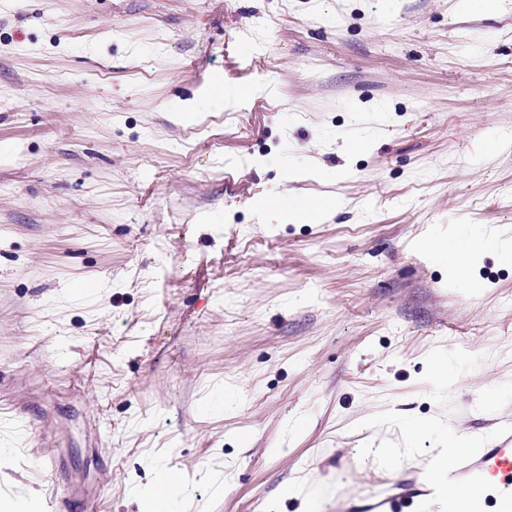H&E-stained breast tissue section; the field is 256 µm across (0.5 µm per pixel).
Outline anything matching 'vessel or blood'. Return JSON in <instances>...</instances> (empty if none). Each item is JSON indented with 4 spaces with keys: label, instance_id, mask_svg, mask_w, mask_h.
I'll return each mask as SVG.
<instances>
[{
    "label": "vessel or blood",
    "instance_id": "b4317fda",
    "mask_svg": "<svg viewBox=\"0 0 512 512\" xmlns=\"http://www.w3.org/2000/svg\"><path fill=\"white\" fill-rule=\"evenodd\" d=\"M451 454L445 465L440 449H429L421 468L396 477L386 474L370 490L337 496L336 512H431L436 487L443 482L458 492L443 502L444 512H512V444L501 447L486 440L476 448L466 438ZM81 508V502L58 486L52 500L39 505L40 512Z\"/></svg>",
    "mask_w": 512,
    "mask_h": 512
}]
</instances>
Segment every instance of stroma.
<instances>
[{
    "label": "stroma",
    "mask_w": 512,
    "mask_h": 512,
    "mask_svg": "<svg viewBox=\"0 0 512 512\" xmlns=\"http://www.w3.org/2000/svg\"><path fill=\"white\" fill-rule=\"evenodd\" d=\"M457 3L0 8V497L141 512L163 466L188 512H335L344 462L404 447L392 415L512 422V0ZM221 82L250 94L168 110ZM279 190L336 207L266 223ZM434 224L488 230L480 293L417 248ZM245 90L237 87L219 84L215 91L205 102L195 107H184L182 105L171 104L181 120H194L199 112H206L211 109H224V103H230L245 94ZM49 508V510H48ZM83 504L76 499L70 497L65 490L58 484L53 488V500L44 502L39 499V512L53 511V512H75L82 510Z\"/></svg>",
    "instance_id": "stroma-1"
}]
</instances>
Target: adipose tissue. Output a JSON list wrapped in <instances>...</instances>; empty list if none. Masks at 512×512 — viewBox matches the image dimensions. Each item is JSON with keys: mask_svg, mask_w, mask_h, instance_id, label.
Here are the masks:
<instances>
[{"mask_svg": "<svg viewBox=\"0 0 512 512\" xmlns=\"http://www.w3.org/2000/svg\"><path fill=\"white\" fill-rule=\"evenodd\" d=\"M255 207L280 224L318 222L329 216L335 200L329 197L310 201L280 193L257 200ZM485 238V229L479 224H459L447 230L438 226L431 229L418 246L447 263L456 288L476 294L481 286L467 276L466 268Z\"/></svg>", "mask_w": 512, "mask_h": 512, "instance_id": "1", "label": "adipose tissue"}]
</instances>
